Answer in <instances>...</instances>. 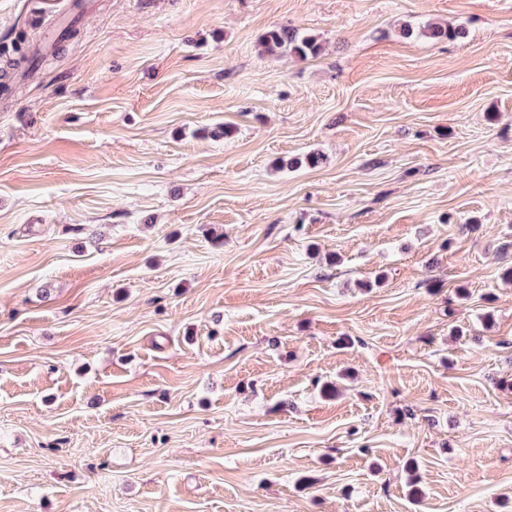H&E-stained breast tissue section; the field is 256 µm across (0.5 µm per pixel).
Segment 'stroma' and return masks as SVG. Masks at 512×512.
Masks as SVG:
<instances>
[{
	"mask_svg": "<svg viewBox=\"0 0 512 512\" xmlns=\"http://www.w3.org/2000/svg\"><path fill=\"white\" fill-rule=\"evenodd\" d=\"M43 2L0 0L77 28L0 98V512H512V0ZM401 30V34L404 37L410 38L415 34L418 37H423L437 42L443 40H455L457 38L464 37L466 33L462 26L451 27L432 22H425L416 28L406 24L401 28ZM261 54L266 56H293L301 59L318 56L322 42L317 36L302 32L292 25H278L260 39Z\"/></svg>",
	"mask_w": 512,
	"mask_h": 512,
	"instance_id": "obj_1",
	"label": "stroma"
}]
</instances>
